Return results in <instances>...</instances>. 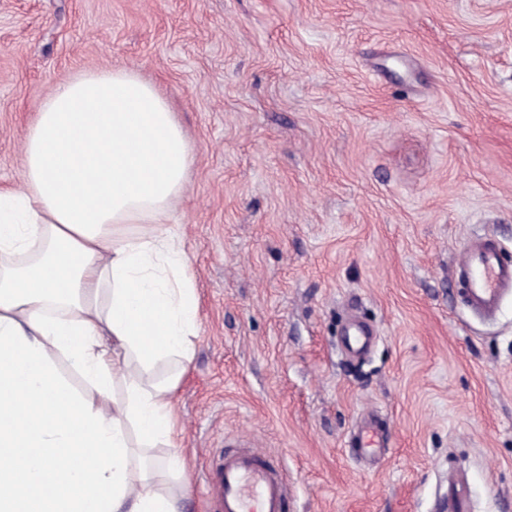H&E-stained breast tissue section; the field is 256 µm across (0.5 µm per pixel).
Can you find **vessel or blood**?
<instances>
[{"mask_svg": "<svg viewBox=\"0 0 512 512\" xmlns=\"http://www.w3.org/2000/svg\"><path fill=\"white\" fill-rule=\"evenodd\" d=\"M460 277L469 309L494 311L512 294V264L500 255L498 243L478 236L463 249ZM211 512H288V478L272 456L247 448L225 452L206 479Z\"/></svg>", "mask_w": 512, "mask_h": 512, "instance_id": "obj_1", "label": "vessel or blood"}]
</instances>
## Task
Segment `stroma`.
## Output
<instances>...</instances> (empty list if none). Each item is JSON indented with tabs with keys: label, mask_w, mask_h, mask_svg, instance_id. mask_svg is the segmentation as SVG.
I'll list each match as a JSON object with an SVG mask.
<instances>
[{
	"label": "stroma",
	"mask_w": 512,
	"mask_h": 512,
	"mask_svg": "<svg viewBox=\"0 0 512 512\" xmlns=\"http://www.w3.org/2000/svg\"><path fill=\"white\" fill-rule=\"evenodd\" d=\"M111 67L190 147L168 228L198 334L161 487L208 512L206 473L250 448L284 465L288 512H447L455 482L512 512V295L487 320L458 277L475 236L512 261V0H0V186L39 102Z\"/></svg>",
	"instance_id": "1"
}]
</instances>
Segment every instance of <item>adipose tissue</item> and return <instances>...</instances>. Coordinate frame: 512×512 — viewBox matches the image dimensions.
<instances>
[{
  "label": "adipose tissue",
  "instance_id": "ef3b65f1",
  "mask_svg": "<svg viewBox=\"0 0 512 512\" xmlns=\"http://www.w3.org/2000/svg\"><path fill=\"white\" fill-rule=\"evenodd\" d=\"M188 168L169 104L130 69L78 74L39 103L21 183L0 189V512H182L136 450L164 444L165 471L184 468L173 396L198 305L162 225Z\"/></svg>",
  "mask_w": 512,
  "mask_h": 512
}]
</instances>
